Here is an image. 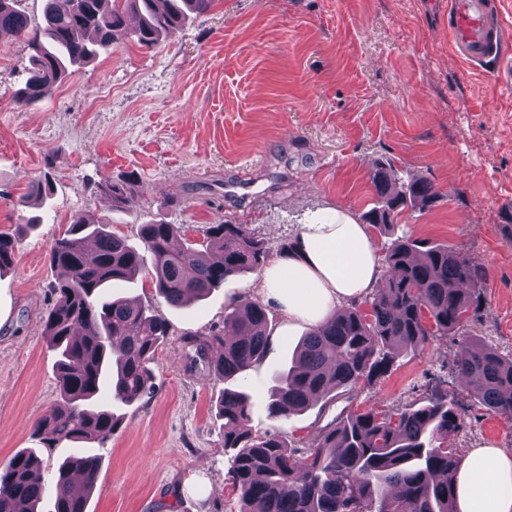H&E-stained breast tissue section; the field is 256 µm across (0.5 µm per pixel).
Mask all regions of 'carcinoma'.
<instances>
[{
    "instance_id": "1",
    "label": "carcinoma",
    "mask_w": 512,
    "mask_h": 512,
    "mask_svg": "<svg viewBox=\"0 0 512 512\" xmlns=\"http://www.w3.org/2000/svg\"><path fill=\"white\" fill-rule=\"evenodd\" d=\"M13 2L0 0V31L13 33L32 50L15 99L22 106L51 94L70 68L96 59L122 38L147 48L159 44L190 15L208 12L214 0H43L42 23L35 26ZM372 183L379 205L363 222L381 233L392 226L394 213L408 206L428 209L440 197L425 179L397 184L384 163L373 168ZM99 189L111 211L135 202L132 177L106 180ZM50 191L49 178L36 179L22 203H43ZM181 233L177 224H141L140 244L132 245L108 223L78 214L53 242L49 262L56 273V300L45 330L57 355L58 398L34 427L45 447L106 442L119 423L112 403L130 406L153 391L151 363L169 336V323L140 305L103 295L107 286L145 274L157 295L182 306L229 277L260 270L268 260L264 241L245 224H210L205 241L175 249L172 242ZM17 244L15 232L0 230V273L14 268ZM481 280V271L447 245L394 240L369 311L353 303L310 330L291 365L274 375L270 418L286 421L322 400L373 386L404 353L458 332L468 315L480 310ZM224 323L234 329V340L215 334L183 339L190 372L225 381L264 360L271 330L260 302L236 299ZM456 362L475 400L512 418V357L490 346L466 345ZM218 415L240 512H456L459 459L452 440L463 418L443 391L395 418L373 408L342 413L313 449L292 446L284 431L253 432L244 389H224ZM40 471L38 456L26 449L0 467V512H39L46 498L51 512H88L101 471L97 455L64 459L50 484L38 478ZM78 472L84 477L80 492L71 484Z\"/></svg>"
}]
</instances>
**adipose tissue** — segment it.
<instances>
[{"label": "adipose tissue", "mask_w": 512, "mask_h": 512, "mask_svg": "<svg viewBox=\"0 0 512 512\" xmlns=\"http://www.w3.org/2000/svg\"><path fill=\"white\" fill-rule=\"evenodd\" d=\"M380 274L366 225L337 209L302 225L296 253L268 269L261 292L289 319L318 326L370 292ZM457 505L459 512H512V454L472 449Z\"/></svg>", "instance_id": "1"}]
</instances>
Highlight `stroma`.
Wrapping results in <instances>:
<instances>
[{"label": "stroma", "mask_w": 512, "mask_h": 512, "mask_svg": "<svg viewBox=\"0 0 512 512\" xmlns=\"http://www.w3.org/2000/svg\"><path fill=\"white\" fill-rule=\"evenodd\" d=\"M496 31L486 55L455 43L450 0H214L211 9L146 49L123 40L75 69L43 100L14 103L30 52L0 34V229L19 230L17 263L0 273V466L36 449L52 481L78 445L39 446L33 426L54 404L56 354L45 336L54 300L48 252L74 215L95 210L101 182L135 174L137 200L110 213L111 230L138 244L140 225L183 227L199 241L207 225L239 222L270 257L300 227L332 208L354 215L376 202V162L400 177H423L435 206L403 211L391 234L371 231L378 256L406 236L453 246L484 273L477 321L425 349L400 356L387 376L288 422L269 417L276 371L288 366L308 325L266 309L271 344L249 370L251 426L283 429L296 447L316 446L346 409L394 413L447 391L464 419L453 449L512 451V419L475 403L455 373L464 340L512 355V0H484ZM50 173L54 193L42 224L22 204L29 182ZM263 272L177 308L147 277L114 293L166 318L170 334L155 352V389L117 410L122 422L105 445L91 444L102 468L88 512H239L215 402L225 387L189 372L188 335L220 334L232 302L259 298Z\"/></svg>", "instance_id": "stroma-1"}]
</instances>
